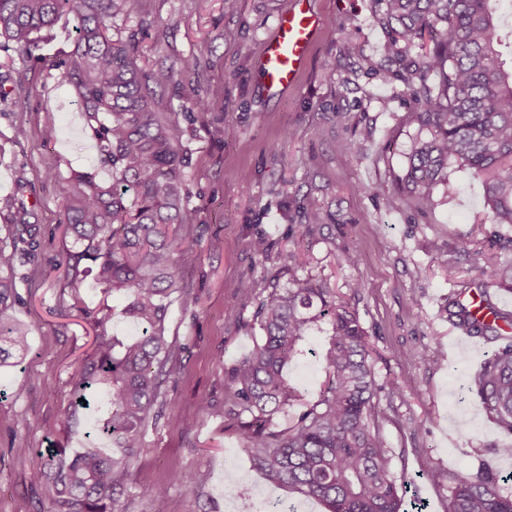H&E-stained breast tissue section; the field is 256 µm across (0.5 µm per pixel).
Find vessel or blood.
Wrapping results in <instances>:
<instances>
[{"label":"vessel or blood","instance_id":"1","mask_svg":"<svg viewBox=\"0 0 512 512\" xmlns=\"http://www.w3.org/2000/svg\"><path fill=\"white\" fill-rule=\"evenodd\" d=\"M320 31L310 0H291L273 33L262 43L258 69L264 89L273 95L292 87L305 66Z\"/></svg>","mask_w":512,"mask_h":512}]
</instances>
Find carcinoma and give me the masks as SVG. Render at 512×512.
Returning a JSON list of instances; mask_svg holds the SVG:
<instances>
[{"label": "carcinoma", "mask_w": 512, "mask_h": 512, "mask_svg": "<svg viewBox=\"0 0 512 512\" xmlns=\"http://www.w3.org/2000/svg\"><path fill=\"white\" fill-rule=\"evenodd\" d=\"M143 0H0V39L25 57L39 48V33L60 16L76 19L72 52L59 63L82 105L96 142L100 163L112 173L103 182L87 171L66 181L60 224L71 239L63 279L76 307L98 328L94 356L84 362L75 383L77 398L97 385L103 413L101 437L122 449L114 458L90 448L68 458L50 454L31 483L56 486L50 512H108L124 487L130 462L144 449L150 420L166 403L168 383L181 371L182 347L165 335L171 296L184 288L183 272L197 262L187 242L196 222L185 193L186 149L174 112L155 109L154 92L192 71L182 59L145 71L131 41L112 39L117 18L137 11ZM380 21L389 28L380 46L381 62L371 70L383 79L398 78L414 101L403 122L416 128L395 186L375 188L389 207L405 201L421 209L434 205L439 186L457 192L450 167L467 169L484 181V207L491 221L512 227V68L498 50L499 21L488 0H380ZM10 216L11 248L0 246V272L11 271L29 253L38 235L32 212L13 195L0 196V215ZM323 223L317 209L302 212L300 236ZM257 255L277 271L255 296L245 282L240 293L257 297L254 320L262 335L246 359L224 365V406L216 415L245 433L244 451L252 467L274 487H285L328 512H401L397 478L381 432L373 348L351 300L325 279L298 274L299 253L290 248L271 255L264 236L253 243ZM94 275L108 295L129 302L124 316L142 334L117 343L108 333L110 317L85 307L83 282ZM494 283L512 292V260H498ZM458 327L467 335L503 340L474 375L469 392L481 399L506 438L499 454L512 457V319L498 311L478 318L455 303ZM324 324L328 344L321 354L325 381L318 399L288 425L276 418L302 405L303 391L288 379V365L306 353L312 331ZM18 355L29 348L22 328L0 329ZM207 471L178 472L175 481L189 493L205 485ZM512 474L464 473L448 512H512V495L500 483ZM153 512H167L169 488L144 489Z\"/></svg>", "instance_id": "obj_1"}]
</instances>
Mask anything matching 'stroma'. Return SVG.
Returning <instances> with one entry per match:
<instances>
[{
    "label": "stroma",
    "instance_id": "1",
    "mask_svg": "<svg viewBox=\"0 0 512 512\" xmlns=\"http://www.w3.org/2000/svg\"><path fill=\"white\" fill-rule=\"evenodd\" d=\"M290 0H240L235 13L223 0H144L141 10L118 21L112 33L135 39L146 70L183 58L195 71L156 90L155 106L176 113L187 151L185 188L197 223L189 242L198 254L185 270L183 292L174 294L166 334L183 346L182 372L167 387L161 417L149 425L145 447L128 472L124 494L113 512H151L143 488L169 487L168 512H237L241 498L254 512L268 503H294L298 512H327L283 487H270L251 466L236 428L200 413L198 403L224 404V366L248 356L261 331L253 303L238 286L264 285L271 268L251 247L264 233L272 251L287 250L298 238L303 208L320 209L324 222L304 237L305 273L328 279L353 296L374 349L382 434L390 468L405 481L404 512H448L456 477L488 470L512 472V458L498 454L501 429L467 385L497 342L477 349L448 318L450 301L469 293L480 270L496 259L512 258L500 237L512 229L493 226L483 208L480 179L462 172L459 192L436 198L431 209L404 203L387 208L375 184H391L400 174L414 135L402 118L413 105L405 85L381 80L370 68L386 37L377 18L378 0H313L322 29L295 86L267 95L257 56L278 15ZM238 34L225 45V29ZM75 20L61 16L25 58L0 42V196L14 194L34 213L40 227L37 249L13 274L14 297L0 321L25 329L30 349L21 365L0 368V512H49L53 484H34L31 472L49 449L67 455L99 448L96 414L85 410L71 420L74 383L93 353L95 330L71 306L58 263L65 256L59 224L60 193L71 171H92L106 181L94 139L72 87L57 63L74 48ZM352 51L341 55V43ZM206 101L198 110L195 100ZM53 129L46 139L45 129ZM351 142L348 152L337 142ZM249 174L243 185L241 174ZM440 250H432L433 239ZM471 239L472 251L462 250ZM358 253L356 265L344 252ZM86 305L104 309L108 331L126 341L140 330L122 310L119 295L104 296L86 280ZM323 333L310 336L309 354L289 369V377L314 402L324 374L318 355ZM421 355L403 361L406 351ZM397 382L399 393L385 391ZM439 482L427 480L430 468ZM205 470L203 489L186 492L173 484L178 471Z\"/></svg>",
    "mask_w": 512,
    "mask_h": 512
}]
</instances>
